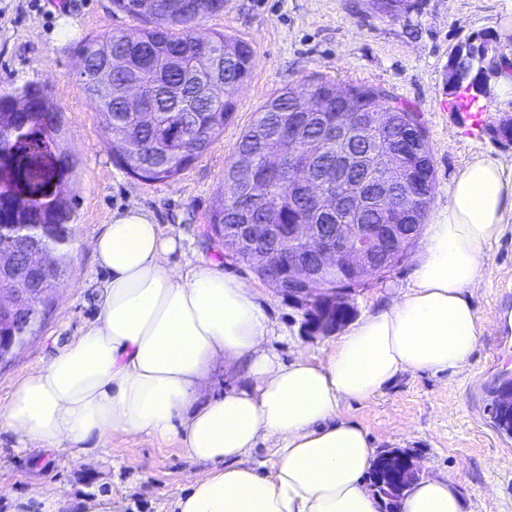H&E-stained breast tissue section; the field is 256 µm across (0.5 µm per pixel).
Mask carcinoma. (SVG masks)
Here are the masks:
<instances>
[{
	"mask_svg": "<svg viewBox=\"0 0 512 512\" xmlns=\"http://www.w3.org/2000/svg\"><path fill=\"white\" fill-rule=\"evenodd\" d=\"M116 8L136 19H149L150 26L131 32L89 39L82 48L87 72L81 75V89L95 106L113 134L110 143L116 163L132 175L148 182L171 179L201 157L212 141L224 131L236 110L233 93L227 86L244 84L251 74L253 50L242 39L200 27L202 19L224 13V0H113ZM369 8L381 15L398 16L413 0H367ZM136 82L143 89L142 99L125 98L122 88ZM311 92L309 111L316 114L310 133L317 138L322 157H336V141L327 133L349 112L400 115L401 122L388 137L396 138L403 153V165L424 179L420 199L403 223L420 233L433 197L435 170L426 128L420 115L399 104L385 91L362 85L346 87L347 95L336 98V84L324 76L308 80ZM294 90L283 89L267 101L245 131L237 152L256 159L253 170L255 205L239 207L236 195L248 193L245 185L224 184V196L208 215L215 235L224 238V248L233 251L235 261L250 268L273 288L288 289V276L276 271L279 260L288 256L290 224H329L294 192L309 178V172L285 168L277 174L267 171L268 156L292 151L288 139L278 135L292 119ZM29 97L30 112L18 113L13 122L21 132L1 140L0 151L17 163L58 149L56 113L47 94L34 86L21 91ZM53 186L43 199L32 201L12 189L0 193V224H54L57 245L69 234L70 212L65 198L52 197ZM243 224H275L279 237H255L239 242ZM414 243L398 244L378 257L382 268L401 263L400 253L411 251ZM325 288H358L353 275L344 274L323 281Z\"/></svg>",
	"mask_w": 512,
	"mask_h": 512,
	"instance_id": "1",
	"label": "carcinoma"
}]
</instances>
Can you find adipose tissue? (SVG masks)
<instances>
[{"mask_svg":"<svg viewBox=\"0 0 512 512\" xmlns=\"http://www.w3.org/2000/svg\"><path fill=\"white\" fill-rule=\"evenodd\" d=\"M427 224L406 292L337 336L323 359L281 363L267 348L268 317L249 284L209 260L169 266L181 239L139 208L113 213L92 241L109 276L98 314L77 341L16 385L0 428L27 446L76 452L121 432L178 441L211 463L192 478L177 512H384L369 486L376 450L344 417L401 373L463 368L481 326L470 300L483 249L512 214V170L471 161ZM248 387L209 394L217 361ZM277 443L271 472L250 460ZM400 512H468L454 480L424 478Z\"/></svg>","mask_w":512,"mask_h":512,"instance_id":"adipose-tissue-1","label":"adipose tissue"}]
</instances>
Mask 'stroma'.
Returning a JSON list of instances; mask_svg holds the SVG:
<instances>
[{"label": "stroma", "mask_w": 512, "mask_h": 512, "mask_svg": "<svg viewBox=\"0 0 512 512\" xmlns=\"http://www.w3.org/2000/svg\"><path fill=\"white\" fill-rule=\"evenodd\" d=\"M416 2L409 12L388 17L366 0H224L223 14L204 25L249 42L251 75L235 92L236 111L209 149L177 177L148 183L115 162L112 135L79 84L85 39L134 30L139 20L112 0H0V93L42 88L59 117L72 239L71 273L47 297L35 334L0 366V413L24 376L95 321L94 293L107 273L91 242L114 212L129 207L181 236L183 249L169 256L170 265L212 260L257 288L272 330L267 346L282 362L301 352L322 357L331 338H306L299 311L247 266L226 259L207 214L224 193V167L236 158L238 139L260 107L284 88L306 87L315 74L341 86L384 89L421 113L435 169L430 212L447 205L449 184L475 158L512 163V143L490 132L512 108V96L499 94L488 105L485 127L475 128L448 91V57L458 41L485 36L512 45V0ZM63 16L76 29L61 44L56 30ZM421 251L414 244L387 278L373 281L356 299L358 312L404 292ZM472 302L482 331L458 373H401L373 398L345 404L343 412L374 448L412 449L422 457L424 476L455 480L470 512H512V434L497 429L487 411L491 390L512 375V329L504 325L512 317V218L484 252ZM208 469L172 440L118 433L70 455L23 447L1 429L0 512H12L16 499L46 486L58 496V512H83L87 500L107 495L122 502L123 512H176L190 478Z\"/></svg>", "instance_id": "stroma-1"}]
</instances>
